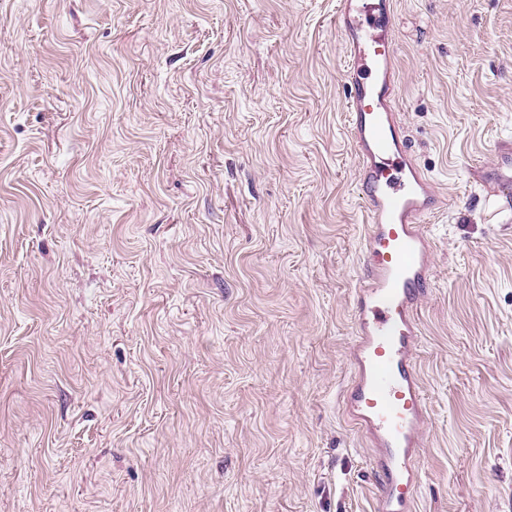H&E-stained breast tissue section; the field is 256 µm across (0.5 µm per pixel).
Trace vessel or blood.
<instances>
[{
  "instance_id": "1",
  "label": "vessel or blood",
  "mask_w": 512,
  "mask_h": 512,
  "mask_svg": "<svg viewBox=\"0 0 512 512\" xmlns=\"http://www.w3.org/2000/svg\"><path fill=\"white\" fill-rule=\"evenodd\" d=\"M392 5L339 0L336 16L348 54L346 110L365 217L351 301L353 373L342 407L371 451L378 512H413L428 416L417 361L419 310L433 283L426 223L447 201L416 163L394 109Z\"/></svg>"
}]
</instances>
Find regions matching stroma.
Returning <instances> with one entry per match:
<instances>
[{"label": "stroma", "mask_w": 512, "mask_h": 512, "mask_svg": "<svg viewBox=\"0 0 512 512\" xmlns=\"http://www.w3.org/2000/svg\"><path fill=\"white\" fill-rule=\"evenodd\" d=\"M338 0H0V512H375ZM448 206L415 512H512V0H393Z\"/></svg>", "instance_id": "35a3bbf8"}]
</instances>
